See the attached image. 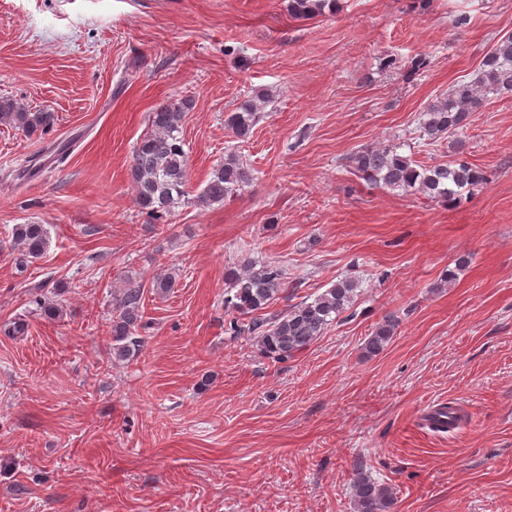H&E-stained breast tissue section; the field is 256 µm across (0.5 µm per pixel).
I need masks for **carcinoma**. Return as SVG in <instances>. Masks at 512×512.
I'll list each match as a JSON object with an SVG mask.
<instances>
[{
    "mask_svg": "<svg viewBox=\"0 0 512 512\" xmlns=\"http://www.w3.org/2000/svg\"><path fill=\"white\" fill-rule=\"evenodd\" d=\"M335 0H289L291 12L310 16L333 8ZM512 92V36L503 39L482 59L475 78L458 82L444 98L428 105L422 113L421 132L428 139L455 136L467 125L469 113L477 111L489 93ZM265 94L257 95L230 113L226 124L238 137L249 134L258 119ZM185 103L163 104L150 114L151 130L134 147L131 176L138 205L160 218L189 197L188 155L182 138ZM50 112H31L11 99L0 100V122L12 124L30 135L48 127ZM361 178L392 190H416L431 199L453 202L465 189L485 183V176L465 161L439 165L422 171L412 161L391 147H366L354 157ZM252 181L251 172L231 154L213 168L211 177L198 196L210 204L224 198ZM12 239L26 259L41 257L49 247L46 225L16 224ZM224 306L233 314L229 321L235 336L254 341L260 351L275 361H286L305 351L354 302L358 284L342 278L312 300L288 306L271 318L257 313L278 299L286 282L283 269L276 264L259 268L244 262L226 273ZM146 286L130 282L114 297L116 316L112 319V354L119 360L134 356L141 347ZM396 322L378 325L364 346L376 355L394 335ZM356 512H391L394 492L359 471L353 483Z\"/></svg>",
    "mask_w": 512,
    "mask_h": 512,
    "instance_id": "cac0c4a2",
    "label": "carcinoma"
}]
</instances>
